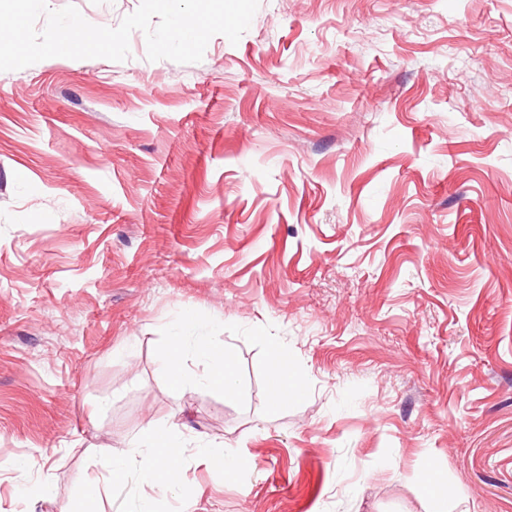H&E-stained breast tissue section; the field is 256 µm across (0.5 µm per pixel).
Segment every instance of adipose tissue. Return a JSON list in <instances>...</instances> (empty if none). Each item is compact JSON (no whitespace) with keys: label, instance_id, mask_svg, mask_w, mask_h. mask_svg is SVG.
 Listing matches in <instances>:
<instances>
[{"label":"adipose tissue","instance_id":"1","mask_svg":"<svg viewBox=\"0 0 512 512\" xmlns=\"http://www.w3.org/2000/svg\"><path fill=\"white\" fill-rule=\"evenodd\" d=\"M192 359L204 363L203 372L197 373L189 368L188 362ZM161 368L171 385L176 388L192 384L220 391L228 398H235L240 394L237 368L233 359L217 351L207 336L171 337L161 361ZM134 445L144 451L141 463L148 471V487L155 491L179 487L180 465L168 459L169 449L174 445L169 430L154 425L146 426L137 435Z\"/></svg>","mask_w":512,"mask_h":512}]
</instances>
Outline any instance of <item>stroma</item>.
Listing matches in <instances>:
<instances>
[{"mask_svg": "<svg viewBox=\"0 0 512 512\" xmlns=\"http://www.w3.org/2000/svg\"><path fill=\"white\" fill-rule=\"evenodd\" d=\"M129 45L0 72V512H140L97 451L149 423L184 433L153 512H431L430 468L447 512H512V0H260L201 62ZM186 319L241 398L161 373ZM271 360V369H273V373L271 374L269 381L267 401L271 408L275 409L279 407L284 400L296 395L297 388L299 387V381L288 362V354L284 349L274 347L272 350ZM273 381L278 383L282 392H274L270 389ZM198 453L207 457L212 462L214 459L221 458L224 460V479L233 480L236 477L237 461L234 455L221 447H204L196 448Z\"/></svg>", "mask_w": 512, "mask_h": 512, "instance_id": "1", "label": "stroma"}]
</instances>
